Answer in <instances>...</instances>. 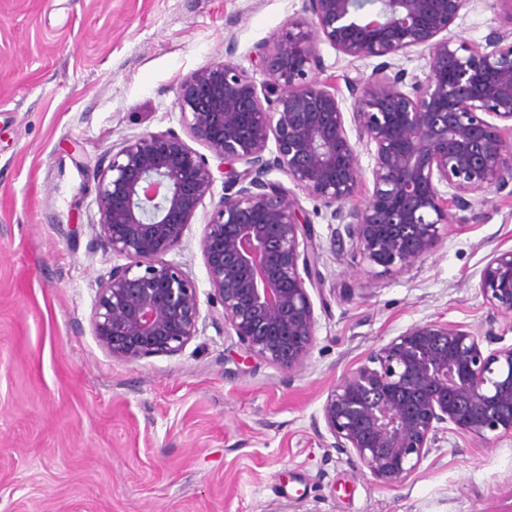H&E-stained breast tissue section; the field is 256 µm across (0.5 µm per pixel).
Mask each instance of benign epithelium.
I'll return each mask as SVG.
<instances>
[{"instance_id":"benign-epithelium-1","label":"benign epithelium","mask_w":512,"mask_h":512,"mask_svg":"<svg viewBox=\"0 0 512 512\" xmlns=\"http://www.w3.org/2000/svg\"><path fill=\"white\" fill-rule=\"evenodd\" d=\"M472 2L379 0L368 10L366 0H305L308 22L257 48L264 89L229 61L181 83L189 137L228 166L200 246L211 302L248 356L295 372L315 340L319 245L290 189L267 179L272 171L331 209L335 235L364 258L402 268L436 251L451 208L512 183V27L483 45L461 39L451 27ZM322 43L351 63L383 59L367 77H346L350 119L329 84L307 79L322 68ZM415 49L428 53L423 76L393 69L390 59ZM359 142L374 145L368 173ZM213 183L208 159L173 130L126 141L100 168L99 238L128 259L101 279L91 316L112 359L174 355L197 336V288L166 256ZM478 289L493 311L512 314V247L493 252ZM502 341L492 328L407 327L328 392L321 416L334 447L388 488L450 426L485 444L512 437V344Z\"/></svg>"}]
</instances>
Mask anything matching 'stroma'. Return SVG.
Listing matches in <instances>:
<instances>
[{
  "label": "stroma",
  "instance_id": "35a3bbf8",
  "mask_svg": "<svg viewBox=\"0 0 512 512\" xmlns=\"http://www.w3.org/2000/svg\"><path fill=\"white\" fill-rule=\"evenodd\" d=\"M305 0H0V512H512V438L445 434L402 486L381 488L334 448L330 388L412 324L437 320L512 341V315L479 272L512 246V195L453 211L436 252L399 269L334 240L329 211L298 193L316 233L315 342L290 373L247 358L209 302L200 248L223 168L179 249L199 333L175 355L128 365L92 334L99 281L121 259L98 239L97 170L124 140L185 134L181 82L231 60L256 82L257 44L306 21ZM501 0H475L453 29L484 43ZM327 82L348 98L349 64L323 43Z\"/></svg>",
  "mask_w": 512,
  "mask_h": 512
}]
</instances>
